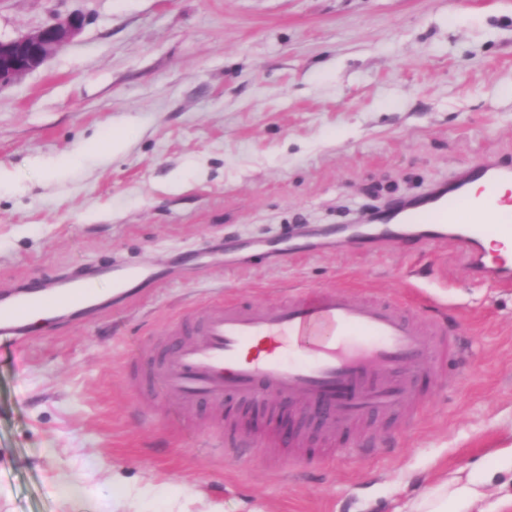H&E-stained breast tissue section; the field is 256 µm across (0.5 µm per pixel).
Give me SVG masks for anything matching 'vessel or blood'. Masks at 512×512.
Segmentation results:
<instances>
[{"label":"vessel or blood","mask_w":512,"mask_h":512,"mask_svg":"<svg viewBox=\"0 0 512 512\" xmlns=\"http://www.w3.org/2000/svg\"><path fill=\"white\" fill-rule=\"evenodd\" d=\"M504 182H512V169L491 161L469 166L451 188L421 194L365 242L400 243L401 225L419 226L435 242L457 244L472 275L510 285L512 267L488 264L481 249L490 237L512 242V200L498 195ZM97 295L96 284L83 279L53 292L29 290L0 307V333L22 339L32 315L84 306ZM455 346L443 322L411 317L391 301L304 289L272 305L207 303L191 320L169 324L161 348L141 347L124 377L134 398L163 393L185 419L233 402L239 417L225 422L220 439L225 456L240 458L274 444L242 416L272 420L289 401L326 406V442L373 416L418 419L426 400L419 382L441 375Z\"/></svg>","instance_id":"vessel-or-blood-1"}]
</instances>
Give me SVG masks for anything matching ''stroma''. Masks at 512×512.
Returning <instances> with one entry per match:
<instances>
[{"instance_id":"35a3bbf8","label":"stroma","mask_w":512,"mask_h":512,"mask_svg":"<svg viewBox=\"0 0 512 512\" xmlns=\"http://www.w3.org/2000/svg\"><path fill=\"white\" fill-rule=\"evenodd\" d=\"M74 13L80 33L0 87V166L19 180L0 192V292L90 265L153 276L119 309L98 277L93 309L0 338V512H100L116 474L155 487L144 512H402L495 466L512 445V290L449 242L265 250L480 160L512 167V0H0V37ZM119 129L125 151L89 149ZM336 286L461 337L414 424L371 419L365 448L302 466L284 448L274 467L257 449L224 459L211 418L127 389L125 362L171 320ZM63 471L79 496L59 497Z\"/></svg>"}]
</instances>
